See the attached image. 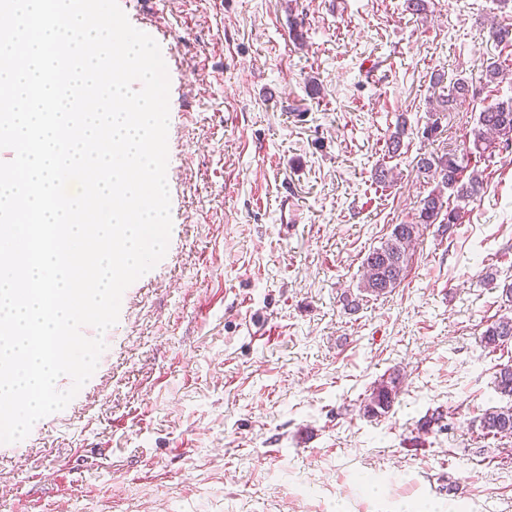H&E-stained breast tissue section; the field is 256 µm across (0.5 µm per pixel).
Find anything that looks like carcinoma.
Here are the masks:
<instances>
[{
    "mask_svg": "<svg viewBox=\"0 0 512 512\" xmlns=\"http://www.w3.org/2000/svg\"><path fill=\"white\" fill-rule=\"evenodd\" d=\"M465 138L468 145L460 155L450 152L417 160L418 171L434 173L439 178L438 186L423 199L415 223L394 225L381 245L369 251L362 262L361 290L380 296L400 285L419 226L440 224L441 234L450 238L455 235L464 206L476 201L483 190L478 171L463 177L469 157L474 155L490 162L497 154L512 152V96L485 106ZM481 342L494 351L512 342V317L503 315L488 324L481 334ZM495 387L506 404L488 408L476 417L484 439L512 437V360L498 368ZM398 393L396 377L381 378L361 402L360 410L368 418H381L389 413Z\"/></svg>",
    "mask_w": 512,
    "mask_h": 512,
    "instance_id": "carcinoma-1",
    "label": "carcinoma"
}]
</instances>
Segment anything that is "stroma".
<instances>
[{
    "label": "stroma",
    "instance_id": "1",
    "mask_svg": "<svg viewBox=\"0 0 512 512\" xmlns=\"http://www.w3.org/2000/svg\"><path fill=\"white\" fill-rule=\"evenodd\" d=\"M119 5L176 58L170 243L125 290L76 397L16 449L0 444V512H367L374 496L392 512H512V438L479 443L474 424L502 403L501 358L480 335L512 317V153L484 170L457 237L421 226L400 286L359 288L369 249L438 184L416 157L461 150L480 111L512 95V46L490 36L512 26V4ZM490 58L502 81L482 80ZM435 73L473 88L437 137L412 131L389 153L398 117L413 128L436 107ZM381 165L393 186L375 184ZM393 372L392 409L364 417ZM440 406L454 430L419 432ZM399 393V380L390 376L374 383L361 402L360 410L368 418H381L389 413Z\"/></svg>",
    "mask_w": 512,
    "mask_h": 512
}]
</instances>
